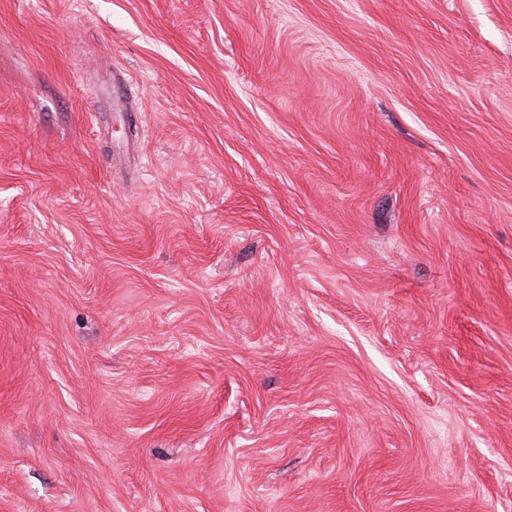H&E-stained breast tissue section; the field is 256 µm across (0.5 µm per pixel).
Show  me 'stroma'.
Returning a JSON list of instances; mask_svg holds the SVG:
<instances>
[{"mask_svg": "<svg viewBox=\"0 0 512 512\" xmlns=\"http://www.w3.org/2000/svg\"><path fill=\"white\" fill-rule=\"evenodd\" d=\"M0 512H512V0H0Z\"/></svg>", "mask_w": 512, "mask_h": 512, "instance_id": "35a3bbf8", "label": "stroma"}]
</instances>
